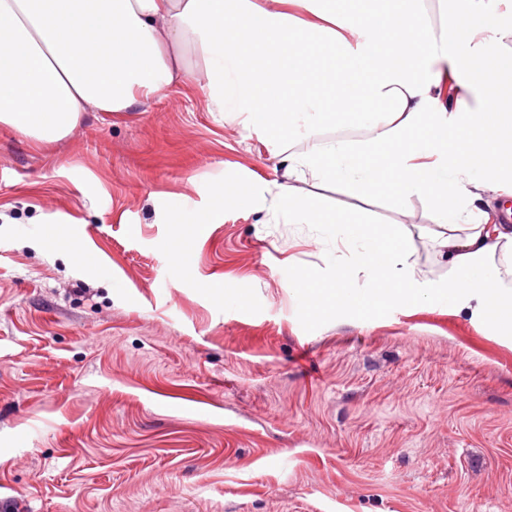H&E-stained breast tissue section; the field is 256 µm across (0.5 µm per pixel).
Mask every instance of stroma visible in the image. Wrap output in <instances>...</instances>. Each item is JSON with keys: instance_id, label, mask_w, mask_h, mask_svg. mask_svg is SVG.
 I'll return each mask as SVG.
<instances>
[{"instance_id": "1", "label": "stroma", "mask_w": 512, "mask_h": 512, "mask_svg": "<svg viewBox=\"0 0 512 512\" xmlns=\"http://www.w3.org/2000/svg\"><path fill=\"white\" fill-rule=\"evenodd\" d=\"M276 164L194 82L48 148L0 128V512H512V336L426 304L308 318L289 277L350 254L282 216L164 260L202 186L264 196ZM410 262L447 276L428 237Z\"/></svg>"}]
</instances>
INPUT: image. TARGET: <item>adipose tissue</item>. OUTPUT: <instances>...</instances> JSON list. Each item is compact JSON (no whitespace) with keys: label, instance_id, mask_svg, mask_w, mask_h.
I'll use <instances>...</instances> for the list:
<instances>
[{"label":"adipose tissue","instance_id":"adipose-tissue-1","mask_svg":"<svg viewBox=\"0 0 512 512\" xmlns=\"http://www.w3.org/2000/svg\"><path fill=\"white\" fill-rule=\"evenodd\" d=\"M500 2L439 0L435 19L425 0H0V127L46 147L85 113L134 111L197 67L207 111L259 135L280 177L263 201L235 183L207 186L213 207L178 211L174 224L246 209L321 225L351 261L289 278L312 318L425 301L511 336L512 226L487 227L480 207L485 191L512 196V69L484 65L512 36ZM312 184L403 214L427 197L445 282L417 287L406 224L330 209Z\"/></svg>","mask_w":512,"mask_h":512}]
</instances>
